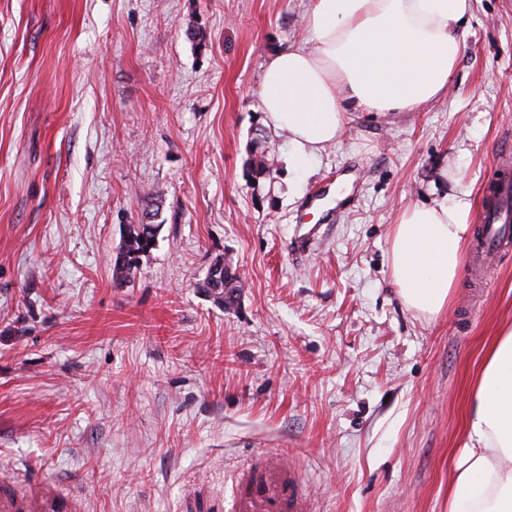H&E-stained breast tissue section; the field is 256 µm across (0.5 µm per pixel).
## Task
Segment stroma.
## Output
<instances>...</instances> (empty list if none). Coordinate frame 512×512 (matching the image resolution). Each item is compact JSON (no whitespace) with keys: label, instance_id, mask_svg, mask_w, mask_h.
Wrapping results in <instances>:
<instances>
[{"label":"stroma","instance_id":"1","mask_svg":"<svg viewBox=\"0 0 512 512\" xmlns=\"http://www.w3.org/2000/svg\"><path fill=\"white\" fill-rule=\"evenodd\" d=\"M309 0H0V483L76 512H225L283 458L309 512H448L484 350L512 324V252L446 309H407L401 211L512 178V0H472L447 93L350 112L270 199L244 167L264 58L305 36ZM203 31L204 46L188 38ZM459 172V182L446 170ZM162 224L116 287L123 225ZM321 225L303 258L295 235ZM231 258L235 309L202 290Z\"/></svg>","mask_w":512,"mask_h":512}]
</instances>
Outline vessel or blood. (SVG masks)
<instances>
[{
    "instance_id": "obj_1",
    "label": "vessel or blood",
    "mask_w": 512,
    "mask_h": 512,
    "mask_svg": "<svg viewBox=\"0 0 512 512\" xmlns=\"http://www.w3.org/2000/svg\"><path fill=\"white\" fill-rule=\"evenodd\" d=\"M480 247L490 262L512 251V183L497 184L484 207ZM306 497L294 477L288 476L281 459L270 460L264 472L245 491L235 495L232 512H305ZM68 505L47 486L26 497L10 488L0 489V512H67Z\"/></svg>"
}]
</instances>
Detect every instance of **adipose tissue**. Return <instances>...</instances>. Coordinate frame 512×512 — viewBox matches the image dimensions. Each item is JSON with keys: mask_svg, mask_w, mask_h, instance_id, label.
Segmentation results:
<instances>
[{"mask_svg": "<svg viewBox=\"0 0 512 512\" xmlns=\"http://www.w3.org/2000/svg\"><path fill=\"white\" fill-rule=\"evenodd\" d=\"M304 42L269 55L256 90L266 126L297 160L339 140L351 111L413 112L441 97L461 53L471 0H311ZM471 203L404 209L389 247L403 303L442 312L455 288ZM448 512H512V326L485 354Z\"/></svg>", "mask_w": 512, "mask_h": 512, "instance_id": "ef3b65f1", "label": "adipose tissue"}]
</instances>
